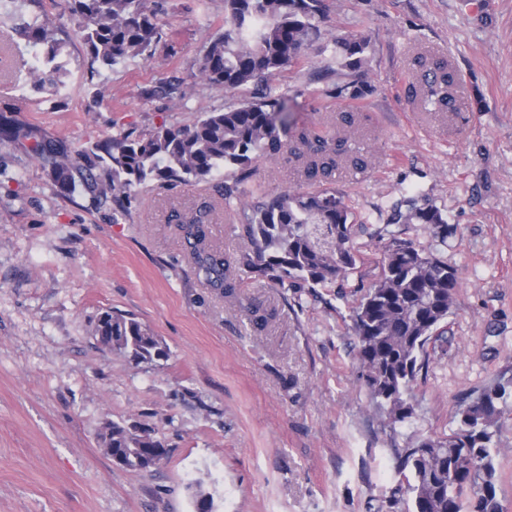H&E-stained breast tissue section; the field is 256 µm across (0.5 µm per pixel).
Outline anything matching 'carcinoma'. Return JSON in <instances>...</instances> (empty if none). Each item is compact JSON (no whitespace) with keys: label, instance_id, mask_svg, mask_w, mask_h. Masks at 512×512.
Segmentation results:
<instances>
[{"label":"carcinoma","instance_id":"cac0c4a2","mask_svg":"<svg viewBox=\"0 0 512 512\" xmlns=\"http://www.w3.org/2000/svg\"><path fill=\"white\" fill-rule=\"evenodd\" d=\"M69 12L94 64L113 66L135 58L148 62L163 39L164 24L152 0H69ZM324 17V0H224V30L210 38L198 76L230 90L253 84L257 92L237 105L203 112L189 128L161 125L141 138L120 135L95 143L90 156L105 164L104 181L27 129H16L14 141L62 191L80 185L98 199L129 195L152 181L191 184L220 179L219 193L224 202L238 205L250 247L227 257L212 246L207 237L211 209L206 205L175 212L169 223L189 249L198 275L227 295L239 287V273H258L289 288L343 280L361 262L352 240L354 215L343 194L332 188L272 194L263 190L257 201L248 203L241 188L258 159H276L287 147L310 180L331 178L344 159L355 166L361 162L347 140L298 124L288 95L271 84L276 74L299 64L316 45L333 48V73L347 79L336 85V96L357 99L367 93L359 77L368 62V36L357 31L330 33L322 28ZM14 31L25 46L44 52L41 67L31 68L33 83L49 95L57 94V83L48 84L44 78L47 68L57 74L66 70L53 23L36 17ZM418 66L422 108L448 111L452 72L443 63L420 60ZM183 94L179 79L146 90L149 97ZM412 219L428 226L435 243H446L451 228L437 208L419 207L405 217ZM376 269L372 287L353 310L355 360L362 386L384 424L410 428L415 421L412 385L429 363L428 345L445 341L460 279L434 249L389 229ZM101 335L112 337L115 353L133 355L143 363L169 356L158 336L130 314L107 315ZM511 409L508 379L460 403L450 434H412L404 447L396 449L394 487L378 512H501L495 437L499 420ZM105 427L112 428V445L128 449L127 471H151L140 457L141 449L160 445L154 429L141 425L131 431L124 422L113 420Z\"/></svg>","mask_w":512,"mask_h":512}]
</instances>
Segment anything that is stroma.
Listing matches in <instances>:
<instances>
[{
  "instance_id": "1",
  "label": "stroma",
  "mask_w": 512,
  "mask_h": 512,
  "mask_svg": "<svg viewBox=\"0 0 512 512\" xmlns=\"http://www.w3.org/2000/svg\"><path fill=\"white\" fill-rule=\"evenodd\" d=\"M165 23L153 59L92 64L67 0H0V116L62 142L82 160L90 142L193 126L202 112L250 98L196 79L224 25V0H158ZM323 26L370 39L365 98L334 97L331 51L308 50L275 78L298 122L347 131L363 166L341 163L363 259L344 288L285 290L245 274L234 295L206 285L168 217L214 207L211 244H247L239 211L213 183L140 186L123 207L66 194L41 166L0 139V512H377L407 429L381 424L358 382L352 307L382 257L379 237L414 197L452 229L440 259L461 288L446 351L413 385L415 427L451 432L458 402L512 378V0H326ZM55 24L68 60L64 92L35 89L13 27ZM447 60L463 89L451 110L408 96L415 58ZM189 98L147 97L171 77ZM355 121L343 128L340 115ZM252 183L310 189L287 158L259 159ZM268 315L264 329L249 308ZM131 314L170 357L135 364L102 349L100 313ZM155 429L168 454L126 472L99 446L105 421ZM497 497L512 512V411L499 421Z\"/></svg>"
}]
</instances>
